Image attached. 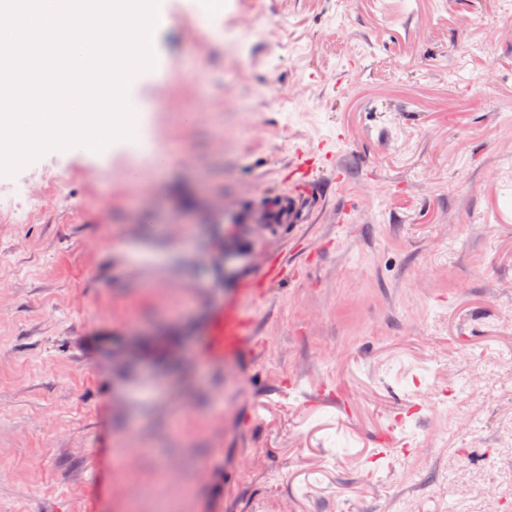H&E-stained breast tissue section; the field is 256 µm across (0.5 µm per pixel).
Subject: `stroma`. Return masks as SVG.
<instances>
[{
	"label": "stroma",
	"mask_w": 512,
	"mask_h": 512,
	"mask_svg": "<svg viewBox=\"0 0 512 512\" xmlns=\"http://www.w3.org/2000/svg\"><path fill=\"white\" fill-rule=\"evenodd\" d=\"M202 4L133 88L146 188L0 175V512H512V0ZM314 195V189L306 194L302 200L297 199L295 196L288 195V198H282L273 208V220L283 224H300L305 217V212L309 203ZM310 199L307 205H304V200ZM250 320L237 304L222 305L200 343L197 354L215 365H223L224 356L237 354L251 339Z\"/></svg>",
	"instance_id": "35a3bbf8"
}]
</instances>
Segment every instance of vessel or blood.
Masks as SVG:
<instances>
[{"mask_svg":"<svg viewBox=\"0 0 512 512\" xmlns=\"http://www.w3.org/2000/svg\"><path fill=\"white\" fill-rule=\"evenodd\" d=\"M306 207L302 200L291 196L280 199L272 210L274 221L284 224L301 223ZM251 328L241 306L226 304L219 308L207 336L200 343L197 354L215 365H223L224 358L243 350L250 340Z\"/></svg>","mask_w":512,"mask_h":512,"instance_id":"vessel-or-blood-1","label":"vessel or blood"}]
</instances>
